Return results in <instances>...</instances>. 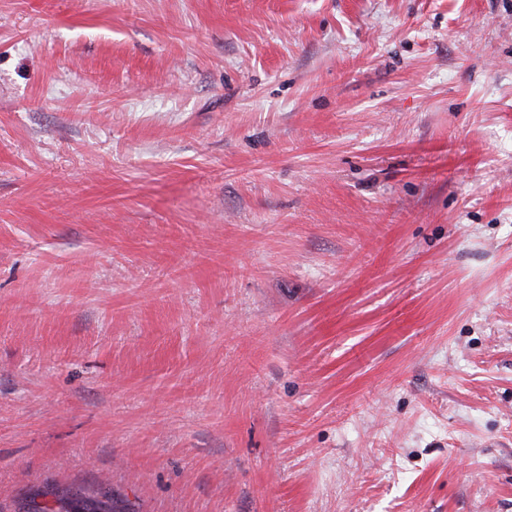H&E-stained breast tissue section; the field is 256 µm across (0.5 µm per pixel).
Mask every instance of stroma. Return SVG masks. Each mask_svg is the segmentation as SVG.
Returning <instances> with one entry per match:
<instances>
[{
	"mask_svg": "<svg viewBox=\"0 0 512 512\" xmlns=\"http://www.w3.org/2000/svg\"><path fill=\"white\" fill-rule=\"evenodd\" d=\"M512 512V0H0V512ZM51 495L53 500L44 503H36L35 497L30 498L32 505L20 508L21 500L18 503V510L14 512H139L133 508L127 498H121L112 493L103 495L102 499L87 498L82 493L70 495L60 494L56 490H48L42 494L46 497Z\"/></svg>",
	"mask_w": 512,
	"mask_h": 512,
	"instance_id": "1",
	"label": "stroma"
}]
</instances>
